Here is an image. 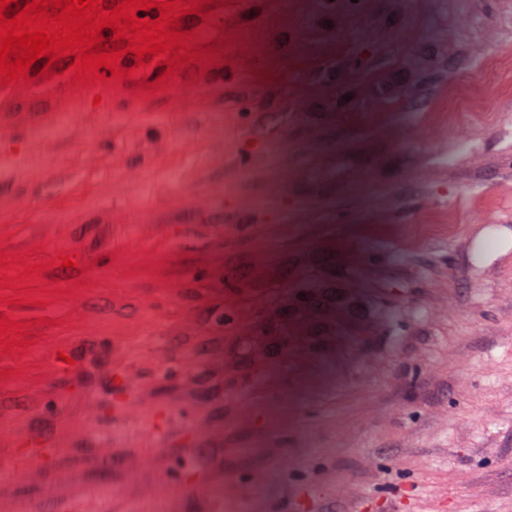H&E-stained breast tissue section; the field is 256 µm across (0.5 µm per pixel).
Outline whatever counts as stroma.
I'll list each match as a JSON object with an SVG mask.
<instances>
[{"label":"stroma","mask_w":512,"mask_h":512,"mask_svg":"<svg viewBox=\"0 0 512 512\" xmlns=\"http://www.w3.org/2000/svg\"><path fill=\"white\" fill-rule=\"evenodd\" d=\"M202 4L0 83V512H512V0Z\"/></svg>","instance_id":"35a3bbf8"}]
</instances>
